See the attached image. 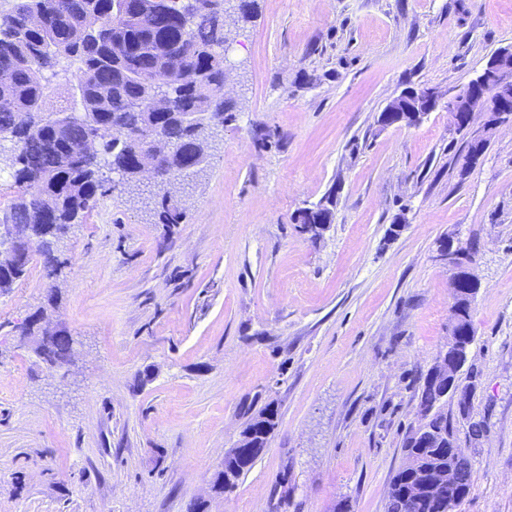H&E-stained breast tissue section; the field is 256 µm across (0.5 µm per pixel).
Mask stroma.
Returning <instances> with one entry per match:
<instances>
[{"label": "stroma", "mask_w": 512, "mask_h": 512, "mask_svg": "<svg viewBox=\"0 0 512 512\" xmlns=\"http://www.w3.org/2000/svg\"><path fill=\"white\" fill-rule=\"evenodd\" d=\"M226 28L234 119L173 192L180 222L110 174L58 276L36 260L0 291V512H386L450 336L445 238L477 243L480 282L469 412L444 407L472 465L455 512H512V124L466 170L484 118L448 110L512 46V0H255ZM409 87L434 110L380 127ZM331 192L311 238L292 216ZM41 309L77 345L58 372L19 339ZM270 404L266 450L215 492Z\"/></svg>", "instance_id": "stroma-1"}]
</instances>
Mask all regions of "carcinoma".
Returning a JSON list of instances; mask_svg holds the SVG:
<instances>
[{
	"mask_svg": "<svg viewBox=\"0 0 512 512\" xmlns=\"http://www.w3.org/2000/svg\"><path fill=\"white\" fill-rule=\"evenodd\" d=\"M0 10V140L14 147L15 181L20 191L12 203L0 210L9 224H30L46 230L51 243H58L67 229L92 208L104 189V165L119 172L125 183L139 182L138 170L146 144L132 138L116 144L121 129L151 125L158 137L155 162L161 181L187 177L197 172L201 156L208 155L211 130L233 118V104L224 97V8L191 9L184 14L169 3L155 13H141L138 0H9ZM73 64L71 77L79 93L82 117L65 130L54 129L52 117L70 110V103L52 96L34 74L51 69L61 61ZM209 112L214 122L205 128L189 129L176 122V112ZM334 201L327 197L315 208L297 210L293 223L319 235L318 218L333 216ZM161 224L181 219L171 197L160 195L156 211ZM47 278L57 275L60 260L53 248L41 253ZM32 257L19 266L0 265V276L9 289L28 272ZM471 296L461 285L457 305L462 310L459 328L471 324ZM72 336L54 333L41 348L44 362L65 360ZM419 404L433 411L427 437L430 442L414 447L406 438L405 460L416 459L393 475L386 512H438L428 501L412 506L404 492L411 480H422L448 470V451L457 442L448 416L442 412L438 389L424 375L418 391ZM276 426V414L262 411L245 430L253 442L265 448ZM241 463L224 461L215 486L230 491L259 457L250 448L239 449ZM455 472L471 490V462L464 453L455 454Z\"/></svg>",
	"mask_w": 512,
	"mask_h": 512,
	"instance_id": "obj_1",
	"label": "carcinoma"
}]
</instances>
